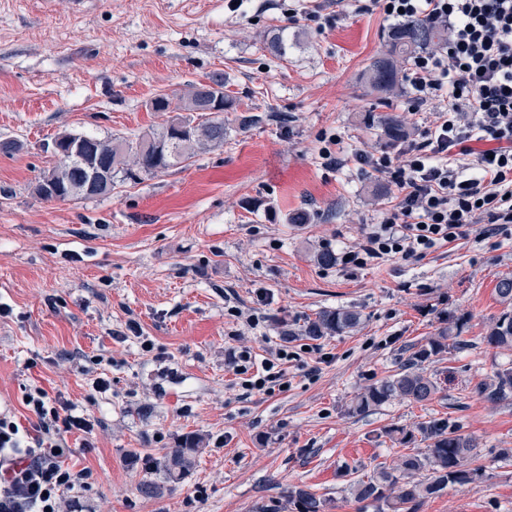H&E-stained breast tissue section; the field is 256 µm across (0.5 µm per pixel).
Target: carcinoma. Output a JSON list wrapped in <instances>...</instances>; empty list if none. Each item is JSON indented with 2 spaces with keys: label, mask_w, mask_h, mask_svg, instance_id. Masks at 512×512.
<instances>
[{
  "label": "carcinoma",
  "mask_w": 512,
  "mask_h": 512,
  "mask_svg": "<svg viewBox=\"0 0 512 512\" xmlns=\"http://www.w3.org/2000/svg\"><path fill=\"white\" fill-rule=\"evenodd\" d=\"M448 40V30L423 18H409L389 28L386 35L387 50L372 58L361 74L360 81L367 93L377 96L387 105L390 96L402 86L403 66L416 55ZM264 48L274 58L288 53V40L275 33L264 41ZM208 82L224 98V111H238L237 99L225 88L229 78L222 71H214ZM205 97L203 84H194L187 95L185 111L159 129L135 141L112 145L106 163L112 173L122 180L134 181L140 175L152 176L185 163L198 152L224 145L227 129L224 119L194 115ZM364 125L379 131L380 139L390 148L404 144L412 134L404 117L396 112H369ZM59 147L66 151L77 140L83 142L81 156L89 163L94 161L90 152L96 149L100 138L93 135L61 133L55 137ZM83 166L69 157L57 159L48 175L36 181L34 192L48 201L46 186L68 189L80 185ZM363 324L360 311L353 308L324 309L304 321L299 329L288 330V339L320 340L357 331ZM464 328L463 318L440 319L434 335L420 346L408 349L409 355L400 369L360 392L350 407L354 414L363 415L395 400H407L422 405L433 402L441 392L437 375L425 371L424 364L443 360L457 349ZM483 341L499 350H512V311L502 313L487 327ZM478 394L487 401L498 402L512 396V367L497 370L493 378L477 387ZM380 436L386 437L394 447L407 448L421 442L426 450L418 453H398L393 464L383 465L367 477L350 481L353 501L367 502L376 512H416V506L427 498L441 494L448 485H475L484 474V466H470L476 461L475 437L463 434L444 417L431 418L412 429L388 427ZM198 449L187 444L172 448L164 459L156 463L160 480L146 479L139 491L146 497L161 495L167 487L181 482L195 467ZM330 501L317 495L305 485H290L281 495L255 506V512H326Z\"/></svg>",
  "instance_id": "obj_1"
}]
</instances>
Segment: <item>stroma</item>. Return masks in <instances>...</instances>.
<instances>
[{
	"label": "stroma",
	"mask_w": 512,
	"mask_h": 512,
	"mask_svg": "<svg viewBox=\"0 0 512 512\" xmlns=\"http://www.w3.org/2000/svg\"><path fill=\"white\" fill-rule=\"evenodd\" d=\"M390 24L371 0H0V141L22 143L0 152V413L24 419L38 379L97 418L90 438H67L68 463L91 477L63 512H254L291 484L332 498L336 512H375L349 503L351 476L392 462L384 428L433 416L477 438L485 476L417 512H512V458L500 454L512 448V398L474 392L512 366V351L483 342L505 310L495 287L512 274V237L356 271L313 260L356 247L395 200L354 158L384 152L360 122L374 103L360 75ZM280 29L288 54L276 59L263 38ZM216 70L240 110L268 121L242 132L225 113L223 146L104 197L34 194L58 133L136 139ZM160 95L169 111H151ZM326 146L337 165L324 164ZM300 210L310 222L289 223ZM337 307L366 321L307 344L304 361L332 356L318 373L290 368L288 390L269 396L241 387L233 353L268 357L277 319L300 325ZM443 314L466 325L463 347L437 365L448 377L439 397L349 414ZM99 376L109 392H93ZM192 437L202 440L192 473L160 496L140 494L151 461Z\"/></svg>",
	"instance_id": "35a3bbf8"
}]
</instances>
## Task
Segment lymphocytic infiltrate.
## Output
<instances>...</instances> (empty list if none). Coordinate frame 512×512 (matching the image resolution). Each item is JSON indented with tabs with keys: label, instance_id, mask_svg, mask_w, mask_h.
<instances>
[{
	"label": "lymphocytic infiltrate",
	"instance_id": "f902f5d3",
	"mask_svg": "<svg viewBox=\"0 0 512 512\" xmlns=\"http://www.w3.org/2000/svg\"><path fill=\"white\" fill-rule=\"evenodd\" d=\"M391 18L424 17L447 26L448 41L414 61V107L433 105L431 127L399 161L359 153L358 161L398 190L395 207L365 225L357 251L341 259L360 269L374 261L424 258L439 243L483 237L485 225L512 223V0H374ZM297 352L279 347L255 362L231 361L244 389L268 395L288 387ZM26 421L0 415V512H59L62 496L88 486V470L65 466L66 438L94 420L33 384L23 395Z\"/></svg>",
	"mask_w": 512,
	"mask_h": 512
}]
</instances>
